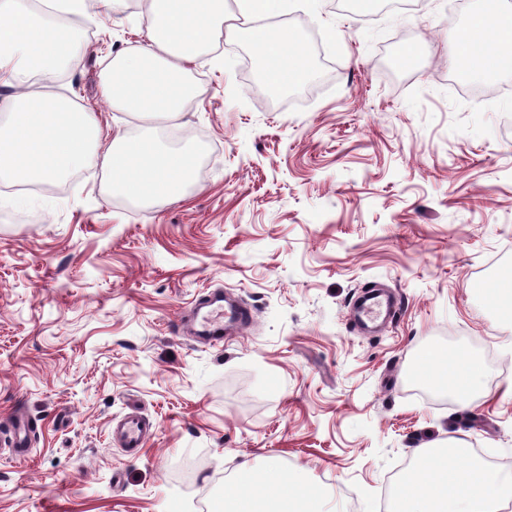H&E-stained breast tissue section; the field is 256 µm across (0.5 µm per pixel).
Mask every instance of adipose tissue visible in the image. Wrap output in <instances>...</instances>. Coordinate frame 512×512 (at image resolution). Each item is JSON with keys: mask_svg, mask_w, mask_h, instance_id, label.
Returning <instances> with one entry per match:
<instances>
[{"mask_svg": "<svg viewBox=\"0 0 512 512\" xmlns=\"http://www.w3.org/2000/svg\"><path fill=\"white\" fill-rule=\"evenodd\" d=\"M45 14L28 0H0V84L16 89L0 104V182L38 183L80 170L100 168L109 188L135 203L150 206L181 195L192 178L196 157L188 150H167L152 135L132 137L123 129L100 134L95 112L64 97L29 91L36 75L49 76L73 58L74 33L90 15L108 19L124 0H42ZM276 0H148L144 42L118 52L101 77L103 96L116 112H132L161 126L179 117L186 100L200 94L189 67L213 46L219 32L247 38L263 63L268 85L287 87L309 74L307 58L292 33L265 25ZM462 51L472 71L491 75L512 69V12L494 9L470 20ZM425 381L459 398L474 389L481 371L473 356L448 362L428 351ZM456 447L430 446L414 451L396 512H500L512 500V475H500L478 461L456 466ZM242 490L225 498L224 512H313L314 493L286 483L264 495L253 489L249 472L238 474Z\"/></svg>", "mask_w": 512, "mask_h": 512, "instance_id": "obj_1", "label": "adipose tissue"}]
</instances>
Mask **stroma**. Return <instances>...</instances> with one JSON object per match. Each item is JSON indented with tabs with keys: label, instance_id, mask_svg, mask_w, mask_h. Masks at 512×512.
<instances>
[{
	"label": "stroma",
	"instance_id": "35a3bbf8",
	"mask_svg": "<svg viewBox=\"0 0 512 512\" xmlns=\"http://www.w3.org/2000/svg\"><path fill=\"white\" fill-rule=\"evenodd\" d=\"M267 22L314 73L269 99L247 41L203 55L169 124L198 159L180 197L143 210L99 170L0 191V512H219L272 465L335 512H392L415 448L451 439L512 472V320L477 287L512 278V72L468 76L486 106L461 111L448 0H293ZM146 26L125 0L50 80L102 135L142 131L101 76ZM373 286L399 306L368 336L350 302ZM215 290L251 314L219 343L185 327ZM433 348L481 358L467 401L414 383ZM132 413L136 452L112 438Z\"/></svg>",
	"mask_w": 512,
	"mask_h": 512
}]
</instances>
